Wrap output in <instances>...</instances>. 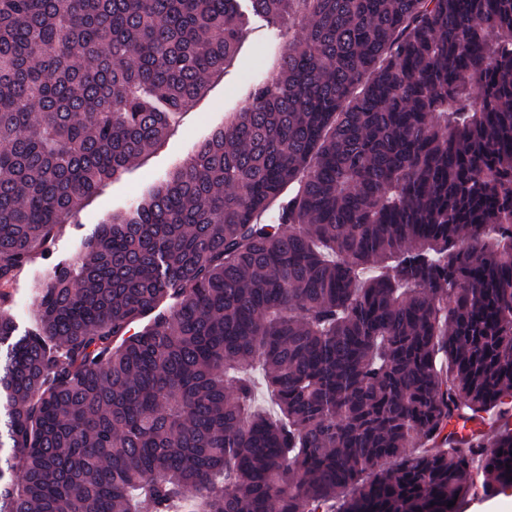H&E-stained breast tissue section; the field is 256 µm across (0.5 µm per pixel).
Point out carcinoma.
<instances>
[{
  "label": "carcinoma",
  "instance_id": "cac0c4a2",
  "mask_svg": "<svg viewBox=\"0 0 512 512\" xmlns=\"http://www.w3.org/2000/svg\"><path fill=\"white\" fill-rule=\"evenodd\" d=\"M252 16L276 73L19 332ZM509 465L512 0H0V512H461ZM50 261L37 262L29 271H26L13 288L9 312L23 330L34 324L32 301L37 283L44 278L45 267Z\"/></svg>",
  "mask_w": 512,
  "mask_h": 512
}]
</instances>
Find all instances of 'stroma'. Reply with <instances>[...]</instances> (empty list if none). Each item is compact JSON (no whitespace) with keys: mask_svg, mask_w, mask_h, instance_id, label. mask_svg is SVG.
I'll list each match as a JSON object with an SVG mask.
<instances>
[{"mask_svg":"<svg viewBox=\"0 0 512 512\" xmlns=\"http://www.w3.org/2000/svg\"><path fill=\"white\" fill-rule=\"evenodd\" d=\"M251 32L238 55L227 63L224 76L213 81L206 95L195 106L181 113L167 136L155 148L138 159L118 180L108 182L85 200L79 212L51 243L54 259L80 262L84 243L105 217L127 210L133 199L147 195L164 180L175 166L189 157L195 146L210 131L224 123L229 113L244 109L248 103V85L244 80L254 68L263 75L273 72L272 49L288 39L287 26H273L252 20ZM46 273L44 264H35L18 281L12 293L9 312L20 328L33 326L32 301L37 283Z\"/></svg>","mask_w":512,"mask_h":512,"instance_id":"stroma-1","label":"stroma"}]
</instances>
